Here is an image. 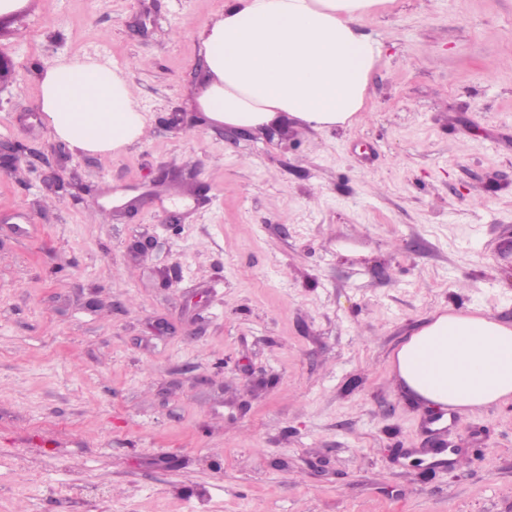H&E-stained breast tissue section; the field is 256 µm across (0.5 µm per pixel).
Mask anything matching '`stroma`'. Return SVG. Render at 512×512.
I'll return each instance as SVG.
<instances>
[{
  "label": "stroma",
  "instance_id": "obj_1",
  "mask_svg": "<svg viewBox=\"0 0 512 512\" xmlns=\"http://www.w3.org/2000/svg\"><path fill=\"white\" fill-rule=\"evenodd\" d=\"M223 5L0 23V512H512V402L441 423L390 366L437 309L512 324V0H385L357 122L245 134L196 105ZM74 55L144 141L54 138L39 71Z\"/></svg>",
  "mask_w": 512,
  "mask_h": 512
}]
</instances>
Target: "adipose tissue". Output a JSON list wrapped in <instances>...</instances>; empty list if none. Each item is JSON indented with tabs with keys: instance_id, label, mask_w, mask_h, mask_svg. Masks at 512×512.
<instances>
[{
	"instance_id": "ef3b65f1",
	"label": "adipose tissue",
	"mask_w": 512,
	"mask_h": 512,
	"mask_svg": "<svg viewBox=\"0 0 512 512\" xmlns=\"http://www.w3.org/2000/svg\"><path fill=\"white\" fill-rule=\"evenodd\" d=\"M379 0H224L198 39V99L219 124L256 130L282 115L317 130L346 127L365 109L381 46L356 27ZM42 111L54 137L115 156L140 141L146 117L123 70L89 56L45 64ZM407 390L462 412L512 401V324L483 309L434 312L396 351Z\"/></svg>"
}]
</instances>
